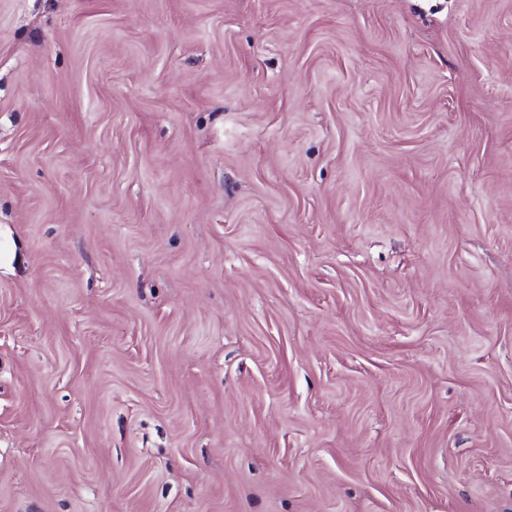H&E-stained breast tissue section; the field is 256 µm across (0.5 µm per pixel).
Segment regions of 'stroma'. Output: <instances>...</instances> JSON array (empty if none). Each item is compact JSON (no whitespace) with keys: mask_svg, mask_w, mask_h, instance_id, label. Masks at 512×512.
Here are the masks:
<instances>
[{"mask_svg":"<svg viewBox=\"0 0 512 512\" xmlns=\"http://www.w3.org/2000/svg\"><path fill=\"white\" fill-rule=\"evenodd\" d=\"M0 512H512V0H0Z\"/></svg>","mask_w":512,"mask_h":512,"instance_id":"stroma-1","label":"stroma"}]
</instances>
